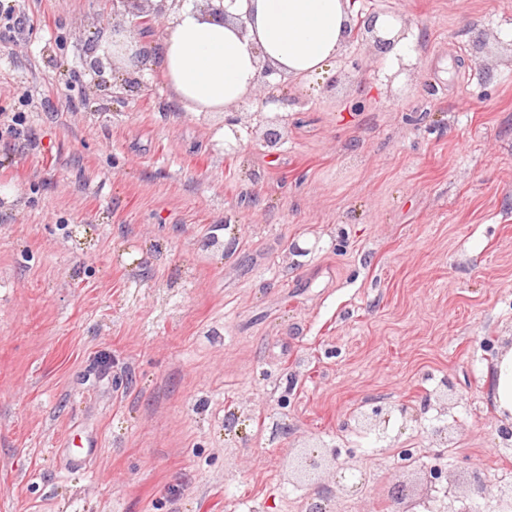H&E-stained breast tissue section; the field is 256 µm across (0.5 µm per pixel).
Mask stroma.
Here are the masks:
<instances>
[{"label":"stroma","mask_w":512,"mask_h":512,"mask_svg":"<svg viewBox=\"0 0 512 512\" xmlns=\"http://www.w3.org/2000/svg\"><path fill=\"white\" fill-rule=\"evenodd\" d=\"M0 5V113L37 137L0 138V512H304L288 461L328 450L329 512L410 508L398 448L500 512L470 469L512 342V0H365L421 30L414 70L387 83L366 41L259 82L288 99L273 154L225 152L157 73L98 90L86 49L126 23L103 0Z\"/></svg>","instance_id":"obj_1"}]
</instances>
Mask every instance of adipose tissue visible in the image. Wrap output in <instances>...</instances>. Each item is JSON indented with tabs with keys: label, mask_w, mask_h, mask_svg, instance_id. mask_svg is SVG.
Segmentation results:
<instances>
[{
	"label": "adipose tissue",
	"mask_w": 512,
	"mask_h": 512,
	"mask_svg": "<svg viewBox=\"0 0 512 512\" xmlns=\"http://www.w3.org/2000/svg\"><path fill=\"white\" fill-rule=\"evenodd\" d=\"M219 6L220 20L212 14ZM353 14L350 0H184L151 43L150 65L176 109L226 112L250 99L263 68L275 82L324 74L349 41ZM375 29L391 43L384 72L413 63L418 30L390 14L379 15ZM487 395L500 415H512V345L502 348Z\"/></svg>",
	"instance_id": "1"
}]
</instances>
